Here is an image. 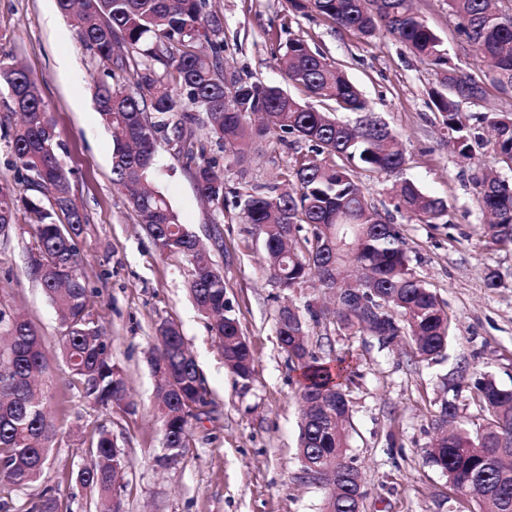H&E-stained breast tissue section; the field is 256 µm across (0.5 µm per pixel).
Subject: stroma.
<instances>
[{"mask_svg":"<svg viewBox=\"0 0 512 512\" xmlns=\"http://www.w3.org/2000/svg\"><path fill=\"white\" fill-rule=\"evenodd\" d=\"M414 5L453 63L479 78L487 73V61L459 35L448 0H414ZM207 8L223 22L227 72L287 86L277 57L289 39L303 38L345 71L367 98L368 116L400 135L404 169L361 182L368 203L400 225L415 274L452 317L448 357L431 366L417 361L410 344L388 353L371 338L329 335L320 325L311 326L310 339L316 353L346 359L355 372L349 453L363 479V512H464V498L444 473L425 463L422 450L433 436L443 383L454 366L491 374L512 388V250L484 236L486 218L474 185L490 161L487 148H477L470 159L449 149L430 96L438 86L435 68L390 35L369 38L314 11L294 14L285 0H208ZM0 59L19 62L41 85L55 125V152L85 220L78 249L87 286L112 338V360L123 368L137 404L135 412L112 413L88 404L80 387L70 386L69 370L55 350L59 320L28 274L29 228L19 224L10 245L0 250V302L40 328L52 348L42 388L51 404L64 406L57 417L59 435L26 497L51 487L68 501L70 512H97L95 495L68 475L86 458L84 433L103 425L127 456L120 489L126 512H320L325 491L304 476L296 453L300 371L279 346L275 319L286 299L317 310L328 305V296L312 288L288 293L270 283L261 239L243 223L233 201L225 200L218 226L224 249L215 259L224 274L225 298L255 359L251 380L241 384L225 368L208 320L189 294L188 266L159 254L112 183V140L94 106L106 69L86 50L56 0H0ZM17 120L7 93L0 92V179L31 197L35 190L5 139ZM308 149L307 141L289 135L263 142L243 165L216 147L208 156L223 171L227 188L246 193L278 182L296 153ZM405 179L446 202V221L424 224L397 211L395 187ZM154 184L182 223L210 243L216 227L212 212L181 158L165 145L156 154ZM492 270L502 278L494 290L484 280ZM165 318L180 326L206 380L210 404L194 424L184 456L162 468L156 463L161 423L146 357L156 343L154 326Z\"/></svg>","mask_w":512,"mask_h":512,"instance_id":"1","label":"stroma"}]
</instances>
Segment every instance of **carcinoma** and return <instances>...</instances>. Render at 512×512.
<instances>
[{"instance_id": "obj_1", "label": "carcinoma", "mask_w": 512, "mask_h": 512, "mask_svg": "<svg viewBox=\"0 0 512 512\" xmlns=\"http://www.w3.org/2000/svg\"><path fill=\"white\" fill-rule=\"evenodd\" d=\"M74 16L81 41L106 67L113 82L96 91L100 120L112 138L113 183L127 192L139 223L159 252L189 267L190 295L211 320L225 367L246 384L254 358L232 307L224 299V276L212 249L202 245L180 221L168 197L152 187L150 176L158 144L171 145L185 160L199 195L213 208L215 223L224 218V175L207 157L198 130L246 161L251 144L288 134L311 143L282 173L297 190L247 194L235 201L246 223L262 239L265 270L278 288L294 290L312 281L332 289L345 283L335 309L324 313L295 307L278 314L276 336L288 359L302 369L303 406L297 456L306 474L322 476L341 468L349 478L336 484L321 512H361L364 495L349 456L351 447L352 370L342 359L317 355L309 324L323 322L336 333L367 335L386 349L408 338L421 362H435L448 349L452 319L443 302L411 268L401 228L373 209L359 175H394L405 164L399 137L388 127L351 128L332 113L275 85L224 81L220 18L206 10L207 0H57ZM289 11L310 10L335 25L365 36L385 32L436 66L440 89L432 102L441 112L448 147L473 156L476 127L461 112L464 103H480L488 87L512 89V5L492 0H448L459 34L491 59L493 68L477 79L450 64L440 37L413 6V0H287ZM208 44L211 53L202 50ZM288 82L336 110L366 112L358 89L322 54L302 39H292L278 59ZM132 72L133 86L115 82ZM0 87L23 95L24 114L12 129L8 147L29 186L46 200H19L16 188L0 181V243L8 244L17 225L19 204L29 215L28 272L43 289L60 322V352L93 406L134 410L124 371L112 363V338L100 324L93 293L77 248L84 218L72 196L69 177L55 153V130L39 82L27 70L0 59ZM475 120L494 132V161L512 170V112H484ZM481 202L493 221L485 228L491 241L512 249V182L497 177L479 182ZM397 208L426 223L446 215L443 199L403 182ZM309 227V236L298 233ZM0 512H68V505L45 489L33 502L20 492L37 481L57 435L52 410L34 390L48 368L47 346L38 327L0 304ZM157 344L148 357L155 378V406L162 421L161 464L178 461L193 440V422L209 405L205 379L187 348L179 326L162 319ZM451 390H466L478 408L465 420L452 400L443 399L434 427L451 428L422 449L426 463L462 488L480 512H512V389L484 373L456 368ZM89 465L75 482L96 493L105 512L124 508L117 482L126 467L112 433L99 426L89 434Z\"/></svg>"}]
</instances>
